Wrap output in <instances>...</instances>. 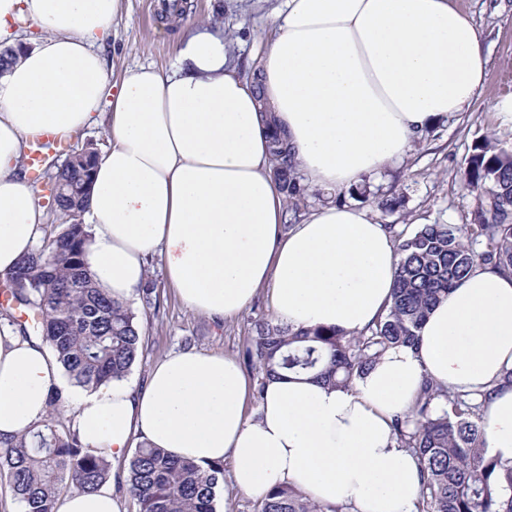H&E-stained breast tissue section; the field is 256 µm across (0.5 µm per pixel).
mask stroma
<instances>
[{
    "instance_id": "1",
    "label": "stroma",
    "mask_w": 512,
    "mask_h": 512,
    "mask_svg": "<svg viewBox=\"0 0 512 512\" xmlns=\"http://www.w3.org/2000/svg\"><path fill=\"white\" fill-rule=\"evenodd\" d=\"M182 24L190 27L215 16L224 30L239 40L237 52L245 72H252L264 50V39L277 0H183ZM485 32L492 78L466 112L449 114L433 125L413 150L382 176L333 194L310 191L295 199L288 210L305 215L334 199L366 209L385 225L407 233L425 224H466L476 204L463 186V171L471 147L486 138L493 145L512 150V129L499 126L492 102L512 95V0H457ZM158 0H123L121 18L102 44L101 50L113 74L135 64L166 68L174 60L177 46L171 34L161 33ZM385 199L396 200L395 210L382 208ZM157 283L159 311L138 310L137 316L147 348L129 377L144 383L151 368L164 357L193 347L242 359L257 322L272 319L267 294L255 301L235 320L221 324L185 309L166 284L160 260L149 264Z\"/></svg>"
}]
</instances>
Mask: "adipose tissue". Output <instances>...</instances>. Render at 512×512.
<instances>
[{"mask_svg": "<svg viewBox=\"0 0 512 512\" xmlns=\"http://www.w3.org/2000/svg\"><path fill=\"white\" fill-rule=\"evenodd\" d=\"M122 0H0V278L44 235L38 190L21 170L34 139L104 126L111 141L82 214L85 262L128 301L159 258L192 313L241 314L268 288L292 330L355 335L391 303L401 255L368 211L318 207L288 224L270 136L284 133L309 188L339 191L401 159L432 124L488 85L481 27L454 0H281L245 75L221 27L178 31L169 69L135 65L112 80L99 45ZM415 348L396 347L349 389L289 375L267 381L258 413L236 360L193 348L143 385L72 395L84 447L120 465L134 440L198 463L224 460L234 486L261 496L293 485L345 512H416L417 459L392 427L424 378L483 398L490 455L512 462V273L475 267L430 311ZM40 337L0 329V434H23L65 389ZM55 512H125L110 486L59 497Z\"/></svg>", "mask_w": 512, "mask_h": 512, "instance_id": "ef3b65f1", "label": "adipose tissue"}]
</instances>
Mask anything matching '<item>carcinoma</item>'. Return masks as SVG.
I'll return each instance as SVG.
<instances>
[{
  "mask_svg": "<svg viewBox=\"0 0 512 512\" xmlns=\"http://www.w3.org/2000/svg\"><path fill=\"white\" fill-rule=\"evenodd\" d=\"M274 173L290 198L303 190L288 164V144L272 133ZM96 149L72 150L48 179L62 184L50 210L68 223L45 235L23 256L5 286V319L21 336L42 335L71 384L94 390L127 377L143 340L137 315L127 302L104 293L84 262L89 237L82 222L85 195L65 186L85 176L98 160ZM464 186L477 193L468 224H425L406 235L387 230L402 254L393 304L369 332L349 336L336 328L293 331L265 323L246 345V363L258 369L259 390L286 373L309 375L346 389L389 348H414L417 330L431 307L448 295L474 266L512 273V150L482 139L472 146ZM26 310L31 321L9 314ZM480 405L423 380L413 408L393 421L402 447L421 468L417 512H512V464L488 454L478 425ZM59 392L33 438L0 436V474L7 477L24 512H55L57 498L70 490L94 492L113 481L130 493L138 512H216L224 491V462L201 465L176 459L161 448H135L122 471L112 473L105 457L83 446ZM259 512H342L292 486L275 488L260 500Z\"/></svg>",
  "mask_w": 512,
  "mask_h": 512,
  "instance_id": "1",
  "label": "carcinoma"
}]
</instances>
